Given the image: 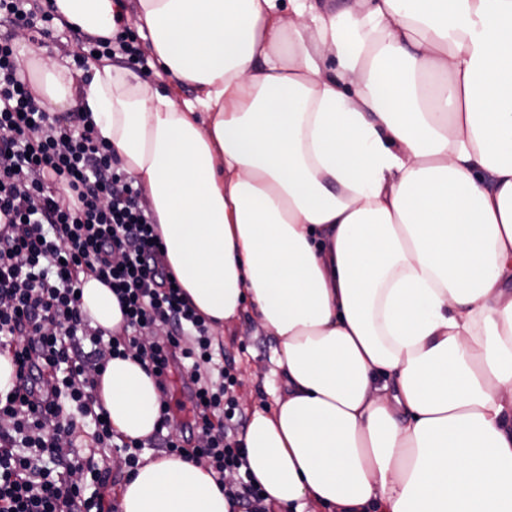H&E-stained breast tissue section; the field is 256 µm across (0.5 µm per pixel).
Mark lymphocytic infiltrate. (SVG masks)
I'll use <instances>...</instances> for the list:
<instances>
[{
    "label": "lymphocytic infiltrate",
    "instance_id": "1",
    "mask_svg": "<svg viewBox=\"0 0 512 512\" xmlns=\"http://www.w3.org/2000/svg\"><path fill=\"white\" fill-rule=\"evenodd\" d=\"M57 18L54 0H0V353L16 368L10 397L0 401V512H104L107 469L59 446L83 416L98 447H114L110 418L96 408V375L107 359L128 356L162 395L150 445L208 459L215 475L232 476L227 498L245 512H267L263 488L245 469L234 362L167 271L140 188L82 112H46L21 69L15 28L44 47ZM113 20L111 36L79 33L76 69L95 57L143 68L124 11ZM85 271L117 295L121 331L103 333L82 313ZM176 366L191 383L192 424L205 435L191 449L167 433ZM76 470L88 471L91 495L67 482Z\"/></svg>",
    "mask_w": 512,
    "mask_h": 512
}]
</instances>
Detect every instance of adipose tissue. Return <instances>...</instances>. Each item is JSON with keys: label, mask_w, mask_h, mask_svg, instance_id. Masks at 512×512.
<instances>
[{"label": "adipose tissue", "mask_w": 512, "mask_h": 512, "mask_svg": "<svg viewBox=\"0 0 512 512\" xmlns=\"http://www.w3.org/2000/svg\"><path fill=\"white\" fill-rule=\"evenodd\" d=\"M108 36L115 0H55ZM169 89L110 60L42 76L141 185L212 326L250 312L282 386L242 437L269 512H512V0H135ZM95 326L123 321L81 277ZM98 399L149 437L160 393L108 360ZM122 512H238L190 456Z\"/></svg>", "instance_id": "adipose-tissue-1"}]
</instances>
